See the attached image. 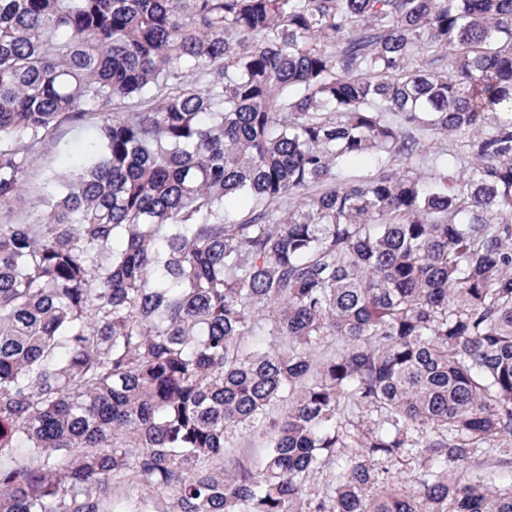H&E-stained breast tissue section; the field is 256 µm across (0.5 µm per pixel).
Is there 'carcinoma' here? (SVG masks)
I'll list each match as a JSON object with an SVG mask.
<instances>
[{"instance_id":"1","label":"carcinoma","mask_w":512,"mask_h":512,"mask_svg":"<svg viewBox=\"0 0 512 512\" xmlns=\"http://www.w3.org/2000/svg\"><path fill=\"white\" fill-rule=\"evenodd\" d=\"M121 482L512 512V0H0V512ZM91 119L62 126L29 171L27 188L32 195L47 190L46 178L71 167L93 136ZM38 188V189H36Z\"/></svg>"}]
</instances>
